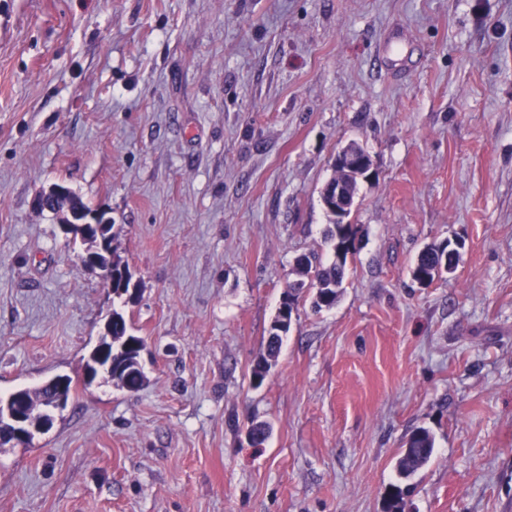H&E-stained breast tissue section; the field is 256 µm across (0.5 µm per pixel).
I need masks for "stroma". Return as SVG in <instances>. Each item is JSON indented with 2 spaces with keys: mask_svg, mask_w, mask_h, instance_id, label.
<instances>
[{
  "mask_svg": "<svg viewBox=\"0 0 512 512\" xmlns=\"http://www.w3.org/2000/svg\"><path fill=\"white\" fill-rule=\"evenodd\" d=\"M350 144L340 296L300 299L253 387L295 257H333ZM56 183L114 224L138 393L80 383L116 299L34 209ZM447 239L455 273L414 281ZM56 374L53 426L0 446V512H386L405 485L403 512H512V0H0V395ZM435 452L434 440L425 429L414 430L405 442L397 462L399 474L403 478L414 475L429 463Z\"/></svg>",
  "mask_w": 512,
  "mask_h": 512,
  "instance_id": "35a3bbf8",
  "label": "stroma"
}]
</instances>
